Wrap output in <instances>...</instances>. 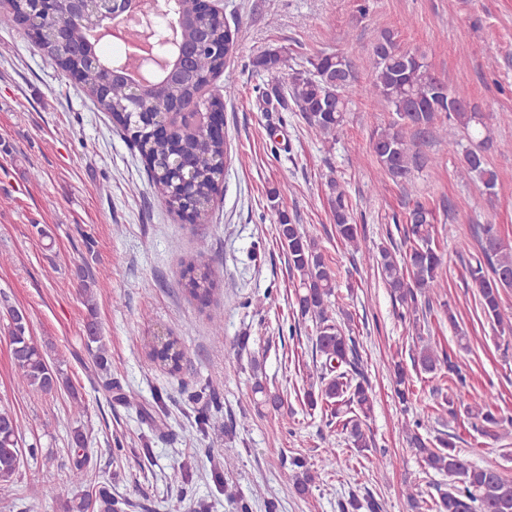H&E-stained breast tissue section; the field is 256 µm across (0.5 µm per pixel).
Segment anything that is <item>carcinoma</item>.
I'll return each mask as SVG.
<instances>
[{"instance_id": "1", "label": "carcinoma", "mask_w": 512, "mask_h": 512, "mask_svg": "<svg viewBox=\"0 0 512 512\" xmlns=\"http://www.w3.org/2000/svg\"><path fill=\"white\" fill-rule=\"evenodd\" d=\"M34 3L13 0L12 8L0 11V27H14L24 10H33ZM57 12L62 26L49 30L40 47L64 71L79 65L83 84L97 103L111 115L130 146L147 163L150 187L168 209L179 213L186 206L180 186L182 176L175 170L176 159L190 153L195 157L194 169L186 174L194 187L193 202L197 217L207 219L213 197L224 173L225 142L206 134L200 128L188 127L181 137L166 141L152 132L151 123L131 111L128 79L118 70L108 75V69L91 65L83 58L89 32L100 22L98 14L89 12L78 25L65 23L69 0H57ZM194 0H179L177 9L185 13L182 37L196 41L197 21ZM209 38L185 66L186 75L176 86L159 92L157 112H179L188 108L201 112L221 104L220 98L209 93L211 81L224 74V58L230 56L232 39L226 26L209 22ZM401 45L392 31L373 34L368 41L371 77L367 85L358 83L349 57L341 53L321 54L309 60V68L284 75V57L271 50L257 55L253 67L265 73L271 91L280 93L283 83L310 128L321 140L336 139L346 125V115L354 100L367 93L384 101L392 112L391 121L375 129L370 148L385 175L406 184L419 164L421 141L442 130L451 135L462 132L470 146L460 157V177L476 180L486 190H494L497 174L491 168L486 152L490 144L489 129L483 113L470 106L462 89L451 88L426 62L423 55L399 52ZM413 131L406 136V131ZM331 207L336 237L357 253L362 249L360 225L350 210L346 193L340 185L330 182ZM280 191L270 195L271 209L276 216L278 237L288 255V267L298 277L295 291L300 316L312 322L311 337L315 354L322 358L309 377L317 378L305 392V402L312 410L330 408V417L341 423L349 447L360 451L369 447L365 426L373 413V399L364 373L358 368L356 340L350 335L353 317L341 312L342 320L334 316L336 269L318 245L300 225L288 218L276 200ZM434 215L425 203L415 200L407 212L403 229L406 250L396 254L383 249L377 260L378 273L401 306L398 317L405 329L415 335L418 344L412 355V366L424 373H448V382H466L461 366L446 351H438L423 341L421 322L434 311L438 290L447 286L443 276L442 255L434 238ZM473 236L479 244V255L465 266L466 274L479 289V304L485 317L492 320L500 333H512V321H504L501 292L512 289V244L502 238L497 225L477 224ZM94 279L85 275L82 291L89 308L85 322L87 345H97L96 365L108 369L107 350L102 345L100 328L95 318L92 287ZM214 280L207 274L189 277L187 293L200 305L209 303ZM8 334L12 336L11 357L20 385L37 394L50 395L60 389L69 392L76 411L84 410L78 392L70 385L62 370L52 367L32 339L26 315L17 309L8 312ZM396 394L408 402L409 374L400 362L394 364ZM254 393L261 394V405L278 411L283 397L258 383ZM472 427L481 435L498 437L499 418L491 406L482 401L464 406ZM419 418L405 419L402 432L408 446L426 470L450 478V483L435 487V493L423 496L419 486L407 488L406 498L412 512H512V477L491 465H473L465 460L451 438L423 435ZM23 462L22 438L18 419L7 408L0 407V484L17 479ZM295 469L290 476L292 489L300 497L307 496L316 483V474L300 459L293 460ZM74 512H118L108 488L85 493L72 505ZM342 512H382V505L368 495L350 496L341 504Z\"/></svg>"}]
</instances>
